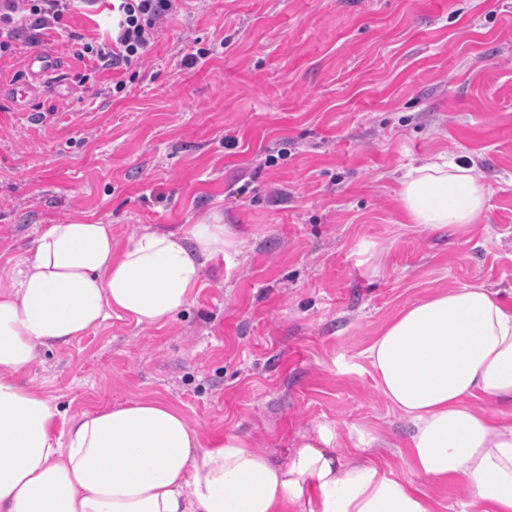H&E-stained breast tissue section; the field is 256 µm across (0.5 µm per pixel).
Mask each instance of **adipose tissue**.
I'll use <instances>...</instances> for the list:
<instances>
[{
  "instance_id": "1",
  "label": "adipose tissue",
  "mask_w": 512,
  "mask_h": 512,
  "mask_svg": "<svg viewBox=\"0 0 512 512\" xmlns=\"http://www.w3.org/2000/svg\"><path fill=\"white\" fill-rule=\"evenodd\" d=\"M409 223L462 232L487 190L473 167L409 166ZM221 216L182 232L143 229L123 246L108 224H46L0 287V512H435L418 481L455 478L474 512H512V309L481 284L412 302L363 355L408 427L405 476L342 456L316 422L284 461L248 437L204 435L157 398L66 414L27 373L40 349L112 317L168 324L209 259L234 253Z\"/></svg>"
}]
</instances>
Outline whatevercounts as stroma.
<instances>
[{
	"instance_id": "1",
	"label": "stroma",
	"mask_w": 512,
	"mask_h": 512,
	"mask_svg": "<svg viewBox=\"0 0 512 512\" xmlns=\"http://www.w3.org/2000/svg\"><path fill=\"white\" fill-rule=\"evenodd\" d=\"M110 20L96 0L42 32L64 69L26 111L0 94V286L37 227L77 216L121 245L217 213L238 251L206 263L167 325L112 318L41 349L29 378L71 413L160 398L276 460L326 419L344 454L402 474L408 427L367 343L464 284L512 305V0H184L115 73L74 55ZM114 79L124 91L100 95ZM437 156L488 189L452 236L408 223L397 198L406 167Z\"/></svg>"
}]
</instances>
